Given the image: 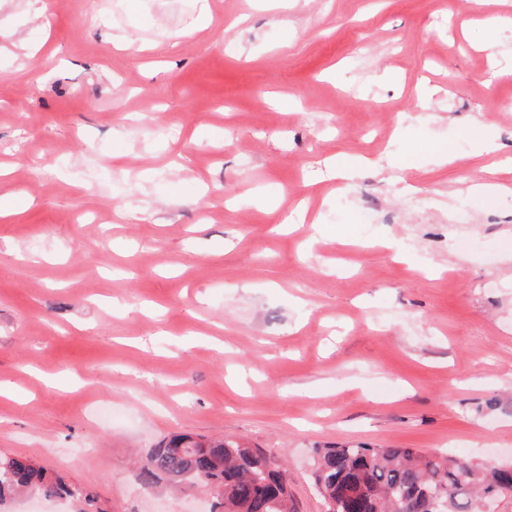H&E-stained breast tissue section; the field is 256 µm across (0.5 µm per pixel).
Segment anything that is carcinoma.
<instances>
[{
	"label": "carcinoma",
	"mask_w": 512,
	"mask_h": 512,
	"mask_svg": "<svg viewBox=\"0 0 512 512\" xmlns=\"http://www.w3.org/2000/svg\"><path fill=\"white\" fill-rule=\"evenodd\" d=\"M313 471L326 512H488L512 499V463L489 466L418 448H325ZM144 487L164 484L213 496L216 512H294L279 466L245 441L171 437L139 461ZM19 494L64 499L74 512H101L94 496L24 456H0V507Z\"/></svg>",
	"instance_id": "cac0c4a2"
}]
</instances>
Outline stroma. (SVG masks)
Masks as SVG:
<instances>
[{
  "label": "stroma",
  "instance_id": "stroma-1",
  "mask_svg": "<svg viewBox=\"0 0 512 512\" xmlns=\"http://www.w3.org/2000/svg\"><path fill=\"white\" fill-rule=\"evenodd\" d=\"M208 2L0 0V454L103 512H210L136 478L178 433L295 512L319 448L512 462V0Z\"/></svg>",
  "mask_w": 512,
  "mask_h": 512
}]
</instances>
